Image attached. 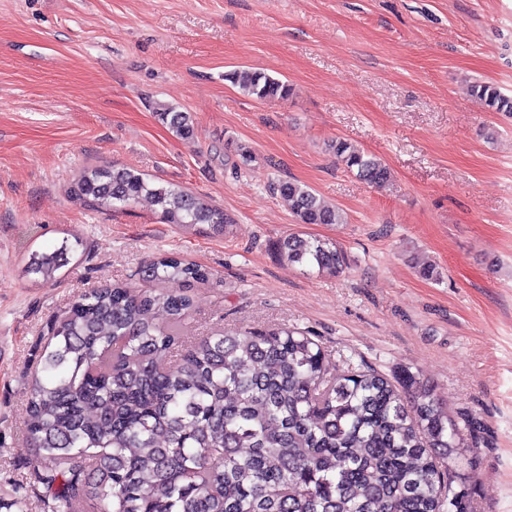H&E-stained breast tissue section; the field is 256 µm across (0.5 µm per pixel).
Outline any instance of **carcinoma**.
Wrapping results in <instances>:
<instances>
[{
    "label": "carcinoma",
    "mask_w": 512,
    "mask_h": 512,
    "mask_svg": "<svg viewBox=\"0 0 512 512\" xmlns=\"http://www.w3.org/2000/svg\"><path fill=\"white\" fill-rule=\"evenodd\" d=\"M224 79L260 102L283 99L286 82L252 68ZM491 112L512 113V96L477 82ZM158 120L181 139L190 113L168 105ZM336 160L381 186L390 170L345 140ZM273 191L299 224H344L309 185L278 181ZM70 193L94 209L148 198L160 217L184 227L224 230V210L134 169L89 167ZM82 243L28 254L26 272L45 282ZM291 264L336 274L347 255L335 242L296 234L274 243ZM146 287L105 285L80 296L51 327L35 371L25 430L41 452L44 512H466L447 461L472 447L478 423L455 418L410 368L393 377L325 363L308 331H222L183 347L189 295L161 284L209 279L174 254L141 270Z\"/></svg>",
    "instance_id": "carcinoma-1"
}]
</instances>
